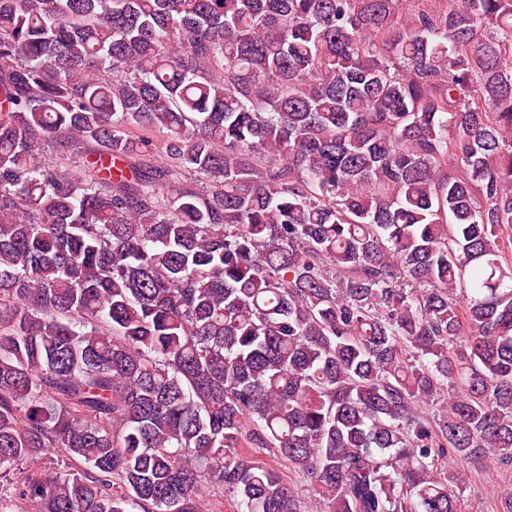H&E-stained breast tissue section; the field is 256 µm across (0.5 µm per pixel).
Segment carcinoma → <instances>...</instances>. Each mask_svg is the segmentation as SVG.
Wrapping results in <instances>:
<instances>
[{"instance_id":"carcinoma-1","label":"carcinoma","mask_w":512,"mask_h":512,"mask_svg":"<svg viewBox=\"0 0 512 512\" xmlns=\"http://www.w3.org/2000/svg\"><path fill=\"white\" fill-rule=\"evenodd\" d=\"M506 229L512 0H0V512H458Z\"/></svg>"}]
</instances>
